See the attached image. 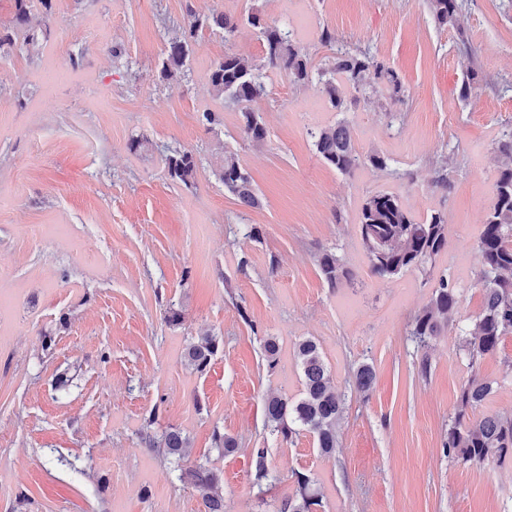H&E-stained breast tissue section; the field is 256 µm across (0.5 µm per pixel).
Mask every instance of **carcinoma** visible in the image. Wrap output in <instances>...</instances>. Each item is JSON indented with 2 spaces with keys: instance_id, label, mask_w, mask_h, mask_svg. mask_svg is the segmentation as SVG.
<instances>
[{
  "instance_id": "obj_1",
  "label": "carcinoma",
  "mask_w": 512,
  "mask_h": 512,
  "mask_svg": "<svg viewBox=\"0 0 512 512\" xmlns=\"http://www.w3.org/2000/svg\"><path fill=\"white\" fill-rule=\"evenodd\" d=\"M428 6L438 21L445 25L456 20L465 7V0H428ZM14 27L0 30V53L13 46L14 35H24V43L32 51L40 48V25L33 21L31 0H13ZM245 21L257 30L266 48L268 67L283 71L295 85H307L318 77L328 103L338 112L344 111V86L374 96L383 89L392 91L394 99L401 100L402 82L398 74L379 62L370 52L342 51L328 58L324 66L312 70L310 57L292 38L286 27L268 23L262 9L248 8ZM240 26L239 20L222 13H201L187 7L186 27L189 35L171 38L164 52L159 76L172 79L190 64L194 49L193 38L204 30L220 33L224 42H230ZM208 81L215 98L241 107V136L252 144L263 143L268 130L261 113L251 104L265 94V83L260 70L249 66L232 52L215 59L208 73ZM314 146L319 159L343 175L357 167L369 166L383 171L389 158L376 150L361 153L353 132L344 120L320 129L314 135ZM504 163L495 184L494 198L483 215L476 248L482 258L479 285L482 305L474 324L462 329V351L468 363L476 364L497 353L502 340L512 335V129L503 132L497 144ZM165 164L169 179L187 188L194 184L197 170L195 154L189 150L166 149ZM224 189L236 196L241 206H260V196L252 177L242 167L236 153L224 152L214 169ZM358 233L373 273L393 278L407 270L425 268L448 250V220L446 215L433 211L422 221H416L400 197L391 193L367 197L361 206ZM322 278L331 288L351 279L343 260L331 251L317 257ZM460 290L452 279L442 276L433 287L430 299L414 318L411 335L418 344L429 346L439 335L441 326L448 323V315L456 310ZM219 340L205 333L189 340L185 346L184 364L204 372L217 353ZM296 363L302 374L301 396L290 399L283 395H268L263 404L268 426L287 441L305 430L313 434L320 453H335L338 438L336 423L344 412V402L331 386L327 366L317 342L307 338L295 347ZM376 379L375 369L369 363L358 365L352 376L357 392L367 395ZM493 393L491 382L473 377L462 387L454 417L443 441V453L465 463L481 464L489 459L503 460L512 456V416L490 415L472 418L469 412L484 404ZM149 447L158 449L166 459L181 462L187 457L190 439L177 428L168 427L159 434L145 433ZM213 444L221 454L237 451L235 440L220 431L213 432ZM180 478L187 480L201 495L206 512H224V497L216 493L222 482L221 474L201 461L181 470ZM296 488L284 500L280 512H315L321 500L315 489V480L301 472L295 473Z\"/></svg>"
}]
</instances>
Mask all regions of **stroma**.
Wrapping results in <instances>:
<instances>
[{
	"mask_svg": "<svg viewBox=\"0 0 512 512\" xmlns=\"http://www.w3.org/2000/svg\"><path fill=\"white\" fill-rule=\"evenodd\" d=\"M189 3L235 17L250 0H52L39 52L19 41L0 55V512H204L175 464L142 441L153 410L156 429L190 439V461L223 472L224 512H278L298 472L314 478L318 512H512V458L470 464L442 448L471 377L498 384L479 414H512V336L472 366L459 331L481 307L476 240L500 171L495 144L512 128V0H468L448 25L427 0H259L313 67L366 49L404 90L396 104L348 92L339 113L319 84L268 72L253 104L269 132L261 145L241 139L238 107L208 83L226 50L263 63L252 27L228 43L199 33L190 71L158 78ZM325 29L334 45L321 43ZM462 42L473 60L458 52ZM208 108L223 110L220 130L202 123ZM341 119L360 150L389 158L388 170L346 176L319 160L313 132ZM169 147L196 155L192 188L168 178ZM227 150L252 176L259 207H242L215 178ZM443 157L441 193L433 181ZM378 193L398 195L419 220L446 213L448 249L428 272L373 274L357 224ZM325 249L351 281L327 285L316 264ZM448 273L458 307L420 348L413 318ZM170 302L181 325L163 318ZM201 331L220 348L198 373L183 354ZM304 338L319 344L345 402L330 456L309 432L286 441L265 425L267 394L302 391L294 346ZM364 362L376 372L366 396L351 383ZM62 374L71 381L60 389ZM217 430L237 440L236 453L213 448ZM257 448L267 451L263 482Z\"/></svg>",
	"mask_w": 512,
	"mask_h": 512,
	"instance_id": "35a3bbf8",
	"label": "stroma"
}]
</instances>
